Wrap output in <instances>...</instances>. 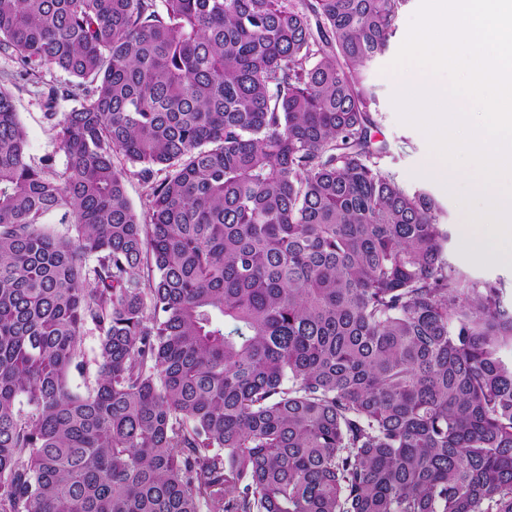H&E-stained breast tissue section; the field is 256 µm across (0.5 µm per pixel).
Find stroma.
Here are the masks:
<instances>
[{"mask_svg":"<svg viewBox=\"0 0 512 512\" xmlns=\"http://www.w3.org/2000/svg\"><path fill=\"white\" fill-rule=\"evenodd\" d=\"M419 0H408L396 22V32L390 40L388 50L372 61L363 71L366 84L376 97L377 143L388 146L378 160L379 168L392 175L407 189L422 188L430 192L442 208L440 222L448 233L444 256L452 268L473 281L502 282L505 305H512V262H493L484 259L461 243V220L463 211L455 199L436 181L420 177L419 171L431 152L426 137L418 129L399 122L392 103V95L399 88L400 81L391 64L407 34L411 15L417 9ZM16 63L0 55V80L8 81L14 96L22 124L28 135V152L33 159L56 153L55 132L45 119L42 90L44 84L65 82L62 72H43L40 83L12 81L10 73Z\"/></svg>","mask_w":512,"mask_h":512,"instance_id":"stroma-1","label":"stroma"}]
</instances>
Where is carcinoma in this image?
<instances>
[{
    "label": "carcinoma",
    "instance_id": "carcinoma-1",
    "mask_svg": "<svg viewBox=\"0 0 512 512\" xmlns=\"http://www.w3.org/2000/svg\"><path fill=\"white\" fill-rule=\"evenodd\" d=\"M407 2L0 0L69 77L61 165L0 84V512H512V307L376 162ZM126 194L134 210L143 216L147 210V188L135 176L129 177L126 183Z\"/></svg>",
    "mask_w": 512,
    "mask_h": 512
}]
</instances>
